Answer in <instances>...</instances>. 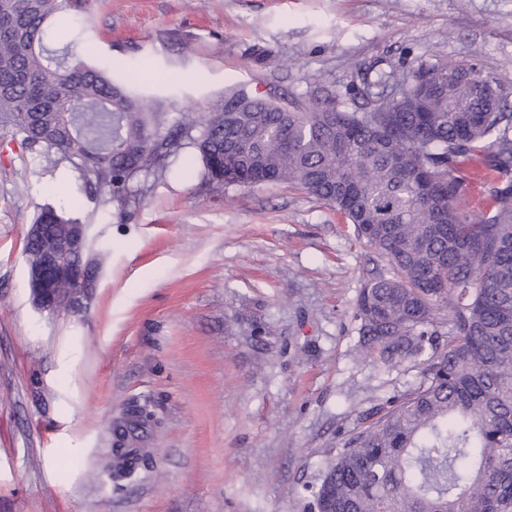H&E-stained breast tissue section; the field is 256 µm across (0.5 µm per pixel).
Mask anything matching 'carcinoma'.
<instances>
[{
  "mask_svg": "<svg viewBox=\"0 0 512 512\" xmlns=\"http://www.w3.org/2000/svg\"><path fill=\"white\" fill-rule=\"evenodd\" d=\"M93 10L0 0V136L79 161L120 200L191 144L214 188L294 184L332 205L376 255L355 302L360 346L419 381L346 441L314 512H512V88L474 61L421 62L398 96L360 89L363 112L299 111L242 86L168 130L154 100L87 61L53 60L50 19ZM472 156L495 172L476 214L457 175ZM35 223L33 263L79 220L43 207ZM84 255L63 262L90 279Z\"/></svg>",
  "mask_w": 512,
  "mask_h": 512,
  "instance_id": "1",
  "label": "carcinoma"
}]
</instances>
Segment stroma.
I'll return each mask as SVG.
<instances>
[{"label":"stroma","instance_id":"1","mask_svg":"<svg viewBox=\"0 0 512 512\" xmlns=\"http://www.w3.org/2000/svg\"><path fill=\"white\" fill-rule=\"evenodd\" d=\"M48 43L137 72L169 114L234 87L295 107L361 111L354 86L420 62L478 61L512 85V0H97ZM195 148L87 193L76 163L0 152V512H311L344 442L418 379L361 353L355 300L370 253L301 187L214 189ZM88 226L91 288L34 307L24 254L40 207ZM154 417L129 479L107 463L115 419Z\"/></svg>","mask_w":512,"mask_h":512}]
</instances>
